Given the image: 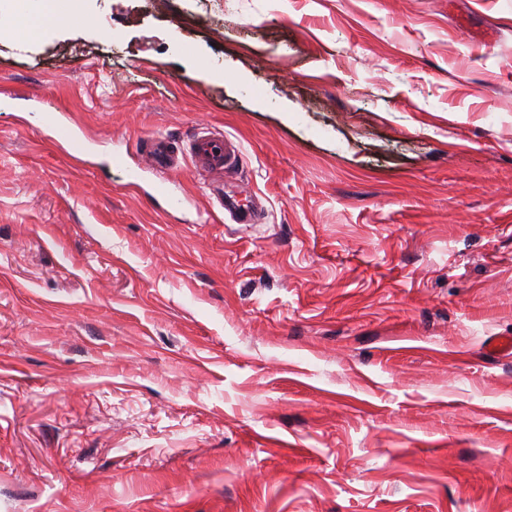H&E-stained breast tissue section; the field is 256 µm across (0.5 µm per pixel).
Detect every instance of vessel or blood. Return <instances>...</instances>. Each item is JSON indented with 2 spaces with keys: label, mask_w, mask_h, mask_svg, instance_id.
I'll use <instances>...</instances> for the list:
<instances>
[{
  "label": "vessel or blood",
  "mask_w": 512,
  "mask_h": 512,
  "mask_svg": "<svg viewBox=\"0 0 512 512\" xmlns=\"http://www.w3.org/2000/svg\"><path fill=\"white\" fill-rule=\"evenodd\" d=\"M179 146L160 139L152 143L150 154L158 172L175 169L178 162ZM239 148L231 139L220 134L198 133L189 142V152L195 168L203 174L215 192L220 208L238 224L255 223L254 213L240 199L224 193V171L235 163Z\"/></svg>",
  "instance_id": "1"
}]
</instances>
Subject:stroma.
Instances as JSON below:
<instances>
[{"mask_svg":"<svg viewBox=\"0 0 512 512\" xmlns=\"http://www.w3.org/2000/svg\"><path fill=\"white\" fill-rule=\"evenodd\" d=\"M80 6L0 39V512H512V0ZM43 3L42 11L47 10L48 4L46 0ZM43 21L47 24L61 23L64 24L71 32L79 33L94 25L93 18L85 12H76L67 4H61L59 1L52 0L47 13L44 15ZM238 144L222 134L197 133L189 142L194 167L203 174L215 191L220 208L238 224H255L254 213L235 196H224V171L235 163ZM149 152L153 159L154 170L164 173L177 168L180 147L174 142L165 139L157 140L152 143Z\"/></svg>","mask_w":512,"mask_h":512,"instance_id":"35a3bbf8","label":"stroma"}]
</instances>
